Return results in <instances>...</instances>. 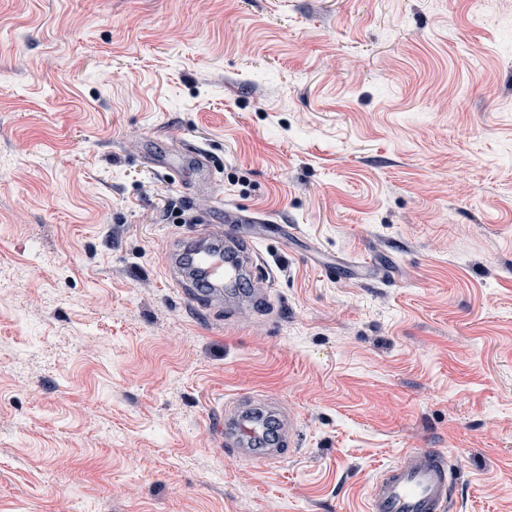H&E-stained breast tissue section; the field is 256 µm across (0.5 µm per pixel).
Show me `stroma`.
<instances>
[{"label": "stroma", "mask_w": 512, "mask_h": 512, "mask_svg": "<svg viewBox=\"0 0 512 512\" xmlns=\"http://www.w3.org/2000/svg\"><path fill=\"white\" fill-rule=\"evenodd\" d=\"M184 138L212 196L137 154ZM227 203L297 227L266 315L166 276ZM408 448L512 512V0H0V512H365ZM216 434L225 454L265 464L280 462L299 442L293 419L280 405L254 396L225 401Z\"/></svg>", "instance_id": "1"}]
</instances>
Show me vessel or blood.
<instances>
[{"mask_svg":"<svg viewBox=\"0 0 512 512\" xmlns=\"http://www.w3.org/2000/svg\"><path fill=\"white\" fill-rule=\"evenodd\" d=\"M146 159L171 184L185 173L198 185L214 175L209 153L187 140ZM252 220L246 210L225 209L223 222L182 237L168 252L167 276L192 304L211 306L227 296L263 306L271 276L255 241L242 232L243 224ZM216 434L226 454L265 464L280 462L299 442L292 418L280 405L254 396L225 401L216 418ZM457 475L444 454L431 448L406 449L377 477L367 512H449Z\"/></svg>","mask_w":512,"mask_h":512,"instance_id":"vessel-or-blood-1","label":"vessel or blood"}]
</instances>
